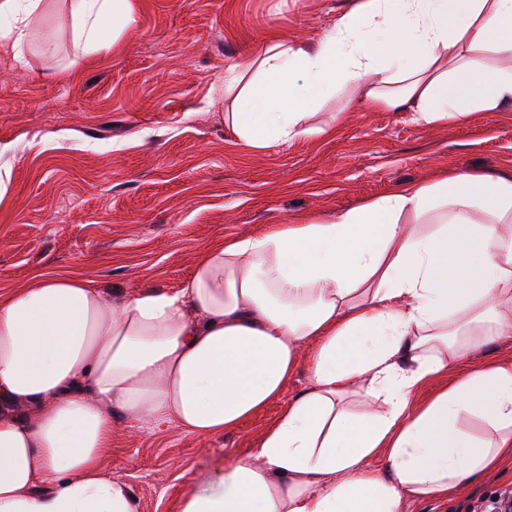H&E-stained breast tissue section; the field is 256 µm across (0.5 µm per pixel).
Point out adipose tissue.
Listing matches in <instances>:
<instances>
[{
	"label": "adipose tissue",
	"instance_id": "obj_1",
	"mask_svg": "<svg viewBox=\"0 0 512 512\" xmlns=\"http://www.w3.org/2000/svg\"><path fill=\"white\" fill-rule=\"evenodd\" d=\"M65 8L89 52L137 21L136 0ZM41 11L0 0L1 17L22 18L0 46L19 52ZM338 92L424 127L512 106V0H357L317 40L272 38L224 73L253 150L312 134V109ZM511 335L512 175L457 170L224 239L174 292L38 278L0 298V512H136L101 466L113 412L146 434L225 432L281 396L306 350L308 388L178 512H402L447 497L512 455V363L412 396Z\"/></svg>",
	"mask_w": 512,
	"mask_h": 512
}]
</instances>
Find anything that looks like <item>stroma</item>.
Instances as JSON below:
<instances>
[{"mask_svg": "<svg viewBox=\"0 0 512 512\" xmlns=\"http://www.w3.org/2000/svg\"><path fill=\"white\" fill-rule=\"evenodd\" d=\"M20 57L0 53V141L13 145L0 200V297L47 275L90 279L107 291H174L198 256L227 237L299 216L330 218L401 183L444 171L512 173V108L423 127L410 113L331 96L309 118L313 135L263 150L224 125V71L271 34L318 38L355 0H138L135 28L87 53L60 0H45ZM53 32L55 54L41 48ZM336 125L335 133L321 127ZM512 359V338L471 353L414 395L422 402L471 367ZM299 365L282 396L234 430L153 435L112 417L102 466L126 481L137 512H178L190 484L224 479V464L257 448L288 401L309 384ZM503 471L444 500L403 512H467L512 487Z\"/></svg>", "mask_w": 512, "mask_h": 512, "instance_id": "obj_1", "label": "stroma"}]
</instances>
